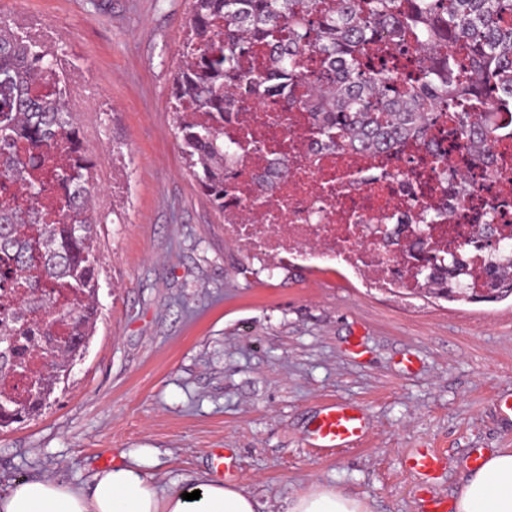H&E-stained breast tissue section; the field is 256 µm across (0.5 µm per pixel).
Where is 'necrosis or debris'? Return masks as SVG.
I'll list each match as a JSON object with an SVG mask.
<instances>
[{
	"label": "necrosis or debris",
	"mask_w": 512,
	"mask_h": 512,
	"mask_svg": "<svg viewBox=\"0 0 512 512\" xmlns=\"http://www.w3.org/2000/svg\"><path fill=\"white\" fill-rule=\"evenodd\" d=\"M224 134L250 144L236 163V188L224 199V236L269 268L289 258L338 262L375 287L409 292L418 285L411 269L424 259L399 247V219L410 206L447 205L440 238L475 267L481 243L465 207L495 208L497 233H512V134L499 147L496 171L465 169L470 192L462 198L435 179L419 180L423 154L412 143L380 153L312 151L306 114L280 103L231 109ZM279 159L285 177L274 192L257 191L255 175Z\"/></svg>",
	"instance_id": "1"
}]
</instances>
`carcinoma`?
Returning a JSON list of instances; mask_svg holds the SVG:
<instances>
[{
    "instance_id": "cac0c4a2",
    "label": "carcinoma",
    "mask_w": 512,
    "mask_h": 512,
    "mask_svg": "<svg viewBox=\"0 0 512 512\" xmlns=\"http://www.w3.org/2000/svg\"><path fill=\"white\" fill-rule=\"evenodd\" d=\"M190 34L174 79L177 133L192 174L219 212L234 187L239 148L224 143L225 102L284 94L301 86L304 55L319 54L329 87L288 100L308 114L312 145L331 152L424 146L432 169L463 195L464 178L436 152L437 113H451L471 164L493 163L503 132L486 122L487 103L512 113V0H192ZM274 46L273 66L241 61ZM450 45L470 59L465 74L440 52ZM412 47L408 77L384 71L370 53ZM87 152L57 53L43 39L10 31L0 20V336L14 340L0 358V380L23 371L29 352L67 359L86 346L98 313L97 258ZM285 173L270 168L256 183L273 189ZM486 291L448 248L427 258L420 291L449 301L496 302L512 296V240L486 255ZM0 427L39 413L45 402L0 392Z\"/></svg>"
}]
</instances>
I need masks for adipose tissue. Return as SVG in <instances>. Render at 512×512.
<instances>
[{
	"label": "adipose tissue",
	"mask_w": 512,
	"mask_h": 512,
	"mask_svg": "<svg viewBox=\"0 0 512 512\" xmlns=\"http://www.w3.org/2000/svg\"><path fill=\"white\" fill-rule=\"evenodd\" d=\"M154 452L99 470L90 488L56 479H30L0 492V512H258L259 504L235 486L198 481L199 499L184 500L180 491L161 486L153 470ZM288 512H366L357 498L315 489L294 498ZM456 512H512V450L487 454L483 466L469 473L460 488Z\"/></svg>",
	"instance_id": "1"
}]
</instances>
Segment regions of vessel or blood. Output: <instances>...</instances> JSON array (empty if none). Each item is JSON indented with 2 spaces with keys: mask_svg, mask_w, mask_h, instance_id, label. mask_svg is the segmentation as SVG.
Segmentation results:
<instances>
[{
  "mask_svg": "<svg viewBox=\"0 0 512 512\" xmlns=\"http://www.w3.org/2000/svg\"><path fill=\"white\" fill-rule=\"evenodd\" d=\"M367 433V421L350 405H325L314 420L312 444L317 448H347L361 441Z\"/></svg>",
  "mask_w": 512,
  "mask_h": 512,
  "instance_id": "b4317fda",
  "label": "vessel or blood"
}]
</instances>
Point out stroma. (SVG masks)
<instances>
[{
	"label": "stroma",
	"mask_w": 512,
	"mask_h": 512,
	"mask_svg": "<svg viewBox=\"0 0 512 512\" xmlns=\"http://www.w3.org/2000/svg\"><path fill=\"white\" fill-rule=\"evenodd\" d=\"M190 0H0V19L40 28L67 60L95 165L98 316L86 353L46 408L0 429V492L51 478L90 486L150 448L182 489L217 476L260 512L315 488L368 512H428L456 499L474 452L512 450V296L450 302L370 288L341 267L270 271L224 237V216L182 152L172 87ZM412 370H404L405 361ZM368 420L353 448H313L323 406ZM443 458L427 478L406 460Z\"/></svg>",
	"instance_id": "stroma-1"
}]
</instances>
